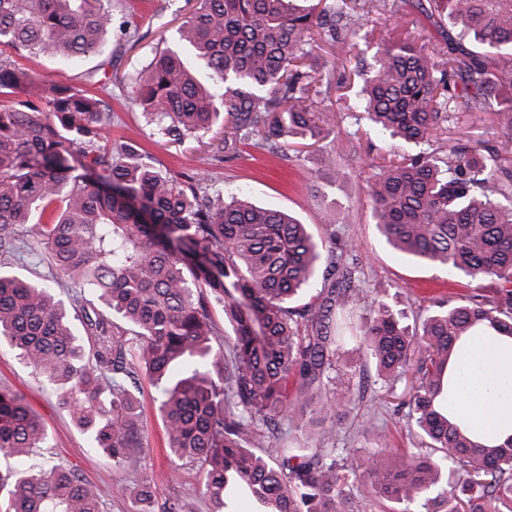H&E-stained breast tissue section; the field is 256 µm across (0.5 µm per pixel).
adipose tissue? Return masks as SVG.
I'll return each instance as SVG.
<instances>
[{
  "instance_id": "obj_1",
  "label": "adipose tissue",
  "mask_w": 512,
  "mask_h": 512,
  "mask_svg": "<svg viewBox=\"0 0 512 512\" xmlns=\"http://www.w3.org/2000/svg\"><path fill=\"white\" fill-rule=\"evenodd\" d=\"M466 361L471 370L469 384L455 404L470 424L497 433L512 423V395L506 397L494 390L498 384L512 385V354L479 340L467 353Z\"/></svg>"
}]
</instances>
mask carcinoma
<instances>
[{
    "instance_id": "obj_1",
    "label": "carcinoma",
    "mask_w": 512,
    "mask_h": 512,
    "mask_svg": "<svg viewBox=\"0 0 512 512\" xmlns=\"http://www.w3.org/2000/svg\"><path fill=\"white\" fill-rule=\"evenodd\" d=\"M366 0H195L176 45L157 50L130 78L132 98L160 134L181 142L224 122L221 161L255 136L272 153L319 140L329 125L314 105L334 68L313 43L330 44L362 19ZM437 34L433 49L401 41L378 55L363 110L381 132L424 146L379 166L369 192L375 224L395 250L478 281L496 297L440 302L410 328L382 301L356 329L341 312L366 303L333 236L211 190L205 173H163L129 144H102L108 104L67 84H45L6 55L81 60L103 55L112 0H0V345L54 386L96 448L140 466L141 377L158 389L166 444L199 465L208 512L244 494L261 512H360V484L424 512H512V430H473L448 410L460 393L475 336L512 347V0H414ZM492 112L495 145L445 147L450 113ZM316 178H338L334 153ZM38 226L72 303L101 305L88 344L64 304L5 269L21 228ZM321 282L311 296L308 290ZM221 307L231 332L217 326ZM427 358L411 383L408 425L421 446L378 449L361 474L347 449L289 448L288 427L316 415L336 441V353L357 344L380 377L407 372L418 339ZM298 381L288 392V381ZM315 388L318 394L309 390ZM49 437L25 398L0 387V457L33 456ZM268 448L270 465L253 448ZM0 512H103L77 466L0 468Z\"/></svg>"
}]
</instances>
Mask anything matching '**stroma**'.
<instances>
[{"label":"stroma","mask_w":512,"mask_h":512,"mask_svg":"<svg viewBox=\"0 0 512 512\" xmlns=\"http://www.w3.org/2000/svg\"><path fill=\"white\" fill-rule=\"evenodd\" d=\"M190 9L189 0H112L115 21L108 49L113 58L107 70L112 78V94L108 98L112 124L106 136L115 144H132L143 161L174 174L199 167L200 156L209 151V135L178 144L156 134L140 109L128 100L124 80L146 65L163 40L175 38ZM129 19L137 23L141 34L135 44L128 43L124 36L123 26ZM390 42L387 33L368 40L359 31L346 34L344 43L336 49H324V58L335 64L336 71L329 94L316 101L317 106L330 111L329 135L323 141L296 140L290 150L279 156L246 141L239 144L235 157L210 165L208 175L214 188L243 190L256 205L292 213L302 223L334 221L337 244L347 246L358 259L356 288L366 295L372 288H381L382 300L393 311L404 313L407 324L412 325L427 316L432 299L453 300L465 294L491 298L496 284L489 278L472 283L457 276L451 278L445 271L418 264L393 250L376 228L368 186L378 163L398 159L405 148L399 141L376 132L358 117L354 107L363 85L358 69L372 66L377 51ZM101 62V57L90 56L80 64L70 65L54 57L37 56L23 59L22 64L44 83L79 86L84 73ZM497 132L492 113L460 111L453 113L448 123L447 142L454 145L481 140L492 145L498 139ZM323 146L334 152L341 174L333 186L314 183L315 161ZM24 240L29 252L22 263L16 264V272L47 285L55 298L69 301L71 285L51 268L34 227H27ZM337 363L352 378L363 377L371 382L370 390L362 396L353 387L336 390L346 410L336 445L347 449L348 468L364 472L371 448L397 452L414 447L415 438L406 427L402 406L408 398L409 380L387 383L376 378L373 363L351 344L340 350ZM1 385L23 395L44 421L49 446L41 451L42 461L50 464L64 459L77 465L87 484L106 491L104 512H139L136 490L145 481L155 487L157 503L176 499L187 512H207L198 467L182 463L174 469L166 458L157 390L148 378H141L136 392L143 410L144 452L141 466L135 471L118 466L94 449L73 417L60 408L55 388L6 346L0 347ZM368 418L376 423L377 435L363 431L362 423Z\"/></svg>","instance_id":"obj_1"}]
</instances>
